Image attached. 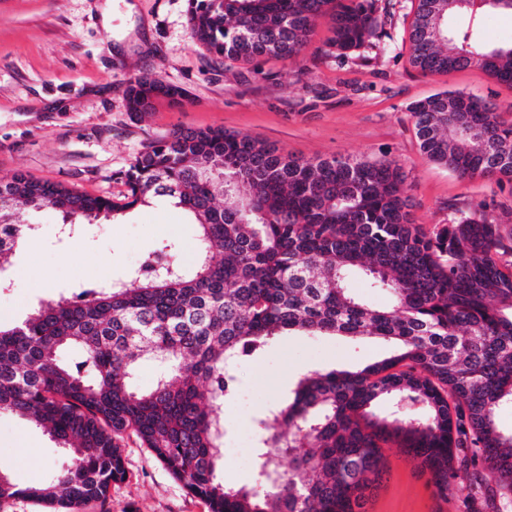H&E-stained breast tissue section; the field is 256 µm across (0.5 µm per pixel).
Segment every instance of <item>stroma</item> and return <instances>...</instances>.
Segmentation results:
<instances>
[{
	"mask_svg": "<svg viewBox=\"0 0 512 512\" xmlns=\"http://www.w3.org/2000/svg\"><path fill=\"white\" fill-rule=\"evenodd\" d=\"M409 0H398L392 23L400 42L379 58L340 64L321 48L329 35L317 21L296 58L252 61L213 58L193 42L188 0H0V177L21 172L94 196H121L119 172L154 141L176 128H219L245 134L293 156L400 160L412 215L424 229L496 198L501 219L512 217V182L463 180L421 152L408 107L445 90L506 107L512 86L483 70L425 73L409 62L401 39L411 22ZM145 73L183 89L181 104L161 102L134 115L126 105L131 75ZM40 227L13 259L12 288L0 290V324H11L44 298L68 294L79 282L125 277L161 241L177 240L180 261L196 259L197 233L185 214L166 204L137 207L111 224H88L59 241L61 215L46 207L23 213ZM389 353L372 340L342 336H284L257 357L237 363L236 384L251 406L224 404V436L257 430L303 374L357 370ZM126 477L106 503L84 512H208L131 433L120 440ZM386 474L367 512H457L456 497L441 498L416 460L384 451ZM15 483L49 484L63 456L41 429L0 409V456Z\"/></svg>",
	"mask_w": 512,
	"mask_h": 512,
	"instance_id": "stroma-1",
	"label": "stroma"
}]
</instances>
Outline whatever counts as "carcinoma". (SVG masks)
Masks as SVG:
<instances>
[{
	"label": "carcinoma",
	"instance_id": "1",
	"mask_svg": "<svg viewBox=\"0 0 512 512\" xmlns=\"http://www.w3.org/2000/svg\"><path fill=\"white\" fill-rule=\"evenodd\" d=\"M409 62L426 73L468 67L512 86V42L485 43L476 19L512 0H462L438 15L414 0ZM393 0H190L193 41L228 61L292 59L316 21L323 54L368 59L395 41ZM127 108L160 101L128 81ZM419 147L464 179H512V121L493 101L442 91L409 107ZM114 200L15 174L0 179V283L38 227L14 216L55 206L59 232L112 223L156 202L196 226L191 268L169 240L124 278L78 284L0 326V408L44 429L66 459L46 487L0 469V499L24 496L79 512L104 503L124 475L119 440L132 431L210 512H367L366 490L394 444L421 462L459 512L512 507V230L495 202L427 231L395 158L303 161L243 134L178 129L120 176ZM354 275L389 296L374 305ZM374 338L390 355L362 369L315 371L259 420L251 487L218 475L232 370L284 334ZM157 382L136 389L142 359ZM387 403L382 414L373 407ZM275 448L291 458L283 476Z\"/></svg>",
	"mask_w": 512,
	"mask_h": 512
}]
</instances>
